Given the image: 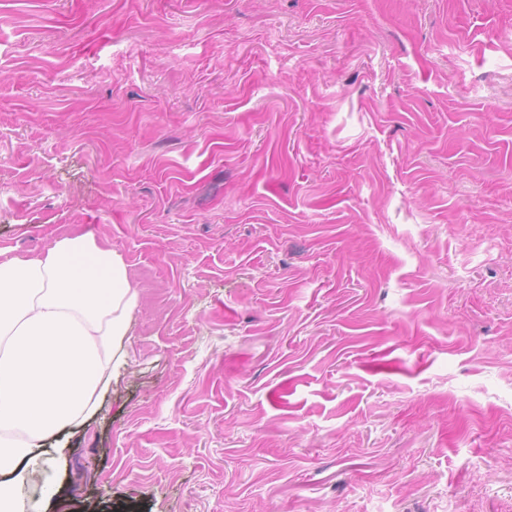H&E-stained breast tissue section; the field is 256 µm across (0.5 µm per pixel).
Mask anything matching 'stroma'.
I'll list each match as a JSON object with an SVG mask.
<instances>
[{
  "instance_id": "35a3bbf8",
  "label": "stroma",
  "mask_w": 512,
  "mask_h": 512,
  "mask_svg": "<svg viewBox=\"0 0 512 512\" xmlns=\"http://www.w3.org/2000/svg\"><path fill=\"white\" fill-rule=\"evenodd\" d=\"M84 233L48 512H512V0H0V249Z\"/></svg>"
}]
</instances>
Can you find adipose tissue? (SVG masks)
I'll list each match as a JSON object with an SVG mask.
<instances>
[{
    "label": "adipose tissue",
    "mask_w": 512,
    "mask_h": 512,
    "mask_svg": "<svg viewBox=\"0 0 512 512\" xmlns=\"http://www.w3.org/2000/svg\"><path fill=\"white\" fill-rule=\"evenodd\" d=\"M138 300L123 257L90 235L0 259V512L61 497L46 449L97 415ZM35 478L34 501L20 486Z\"/></svg>",
    "instance_id": "obj_1"
}]
</instances>
